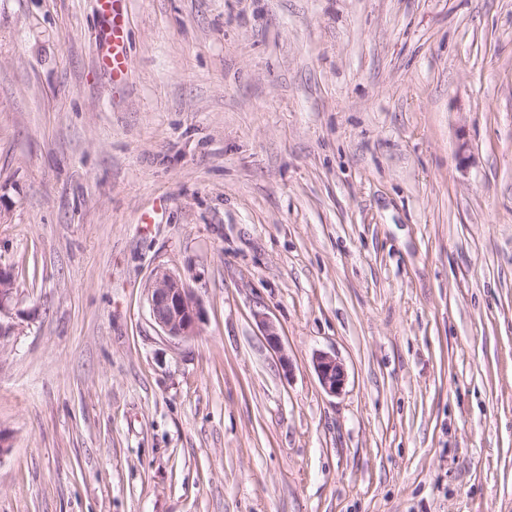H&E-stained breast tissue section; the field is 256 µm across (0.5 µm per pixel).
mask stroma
I'll return each instance as SVG.
<instances>
[{
  "mask_svg": "<svg viewBox=\"0 0 512 512\" xmlns=\"http://www.w3.org/2000/svg\"><path fill=\"white\" fill-rule=\"evenodd\" d=\"M121 14L0 0V512H512V0ZM112 34V45L99 57V64L109 74L113 84L123 83L128 72V58L123 47L122 27L116 5L121 0H103ZM14 275L9 267L0 265V321L10 314L14 300ZM147 301L155 324L165 335L187 339L195 334L198 304L181 279L158 268L147 289ZM314 367L322 388L331 395L340 394L345 386L346 371L336 356L319 352L314 357Z\"/></svg>",
  "mask_w": 512,
  "mask_h": 512,
  "instance_id": "obj_1",
  "label": "stroma"
}]
</instances>
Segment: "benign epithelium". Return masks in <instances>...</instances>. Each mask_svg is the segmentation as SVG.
Here are the masks:
<instances>
[{
	"instance_id": "benign-epithelium-1",
	"label": "benign epithelium",
	"mask_w": 512,
	"mask_h": 512,
	"mask_svg": "<svg viewBox=\"0 0 512 512\" xmlns=\"http://www.w3.org/2000/svg\"><path fill=\"white\" fill-rule=\"evenodd\" d=\"M14 291L12 270L0 265V318L10 314ZM147 301L155 324L165 335L187 339L195 334L197 301L182 280L169 270L156 269L147 289ZM314 367L327 393L336 395L342 392L347 375L343 364L336 357L319 352L314 357Z\"/></svg>"
}]
</instances>
